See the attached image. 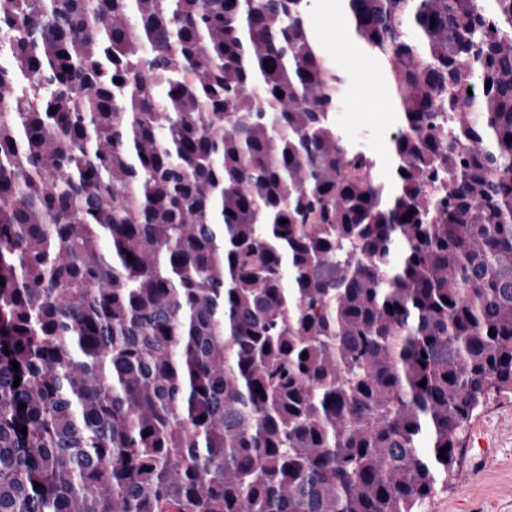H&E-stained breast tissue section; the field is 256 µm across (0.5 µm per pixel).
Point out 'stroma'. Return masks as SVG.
Here are the masks:
<instances>
[{
	"instance_id": "obj_1",
	"label": "stroma",
	"mask_w": 512,
	"mask_h": 512,
	"mask_svg": "<svg viewBox=\"0 0 512 512\" xmlns=\"http://www.w3.org/2000/svg\"><path fill=\"white\" fill-rule=\"evenodd\" d=\"M307 24L321 53L346 76L338 103L346 124L369 125L385 147L397 124L375 107L376 100L390 96L383 70L357 48H342L336 18L322 0H311ZM421 512H512V399L492 401L471 419L454 471Z\"/></svg>"
}]
</instances>
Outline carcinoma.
<instances>
[{
	"label": "carcinoma",
	"mask_w": 512,
	"mask_h": 512,
	"mask_svg": "<svg viewBox=\"0 0 512 512\" xmlns=\"http://www.w3.org/2000/svg\"><path fill=\"white\" fill-rule=\"evenodd\" d=\"M309 2L0 0V512H419L512 398V0H347L393 193ZM327 11L336 15L341 0H323ZM322 0H311V7L307 17L308 27L316 39L321 53L328 58L333 67H337L346 76V84L342 98L336 110L344 113L343 118L351 128L367 124L373 136L381 143L382 152L379 151L372 138L361 129H340L341 137L349 154L362 155L378 160V173L386 182L390 191H394L392 181V166L390 164L388 147L392 135L397 129V122L390 118L387 109L378 111L375 101L381 99L389 102V89L383 70L371 60L366 58L357 48L347 47L344 53L342 46L336 38L340 26L336 17L327 13L323 8Z\"/></svg>",
	"instance_id": "cac0c4a2"
}]
</instances>
